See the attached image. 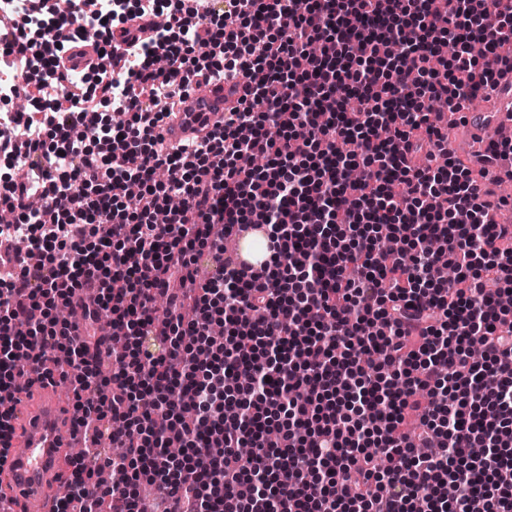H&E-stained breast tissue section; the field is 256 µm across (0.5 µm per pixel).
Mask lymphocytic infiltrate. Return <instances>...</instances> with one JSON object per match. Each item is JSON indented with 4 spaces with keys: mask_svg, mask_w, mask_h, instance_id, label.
Segmentation results:
<instances>
[{
    "mask_svg": "<svg viewBox=\"0 0 512 512\" xmlns=\"http://www.w3.org/2000/svg\"><path fill=\"white\" fill-rule=\"evenodd\" d=\"M0 66L41 67L58 101L0 112V178L25 247L0 263V391L13 358L58 373L79 426L123 458L66 462L58 512H143L129 483L184 512H512V224L494 219L426 103L454 112L512 57V0H72L51 13L0 0ZM153 20L121 63L61 72L57 33ZM480 36L484 57L469 43ZM454 42L452 59L442 45ZM251 52L224 65L226 43ZM243 80L223 126L167 150L168 101L200 67ZM99 101L117 123H87ZM263 155L255 171L243 155ZM268 231L256 269L202 252ZM388 226L410 255L377 248ZM81 322L52 316L87 285ZM108 316L125 347L91 352ZM480 339L481 361L469 345ZM415 437L399 435L407 412ZM277 429L281 442L266 435ZM185 453L165 454L168 443ZM250 448L241 456V448Z\"/></svg>",
    "mask_w": 512,
    "mask_h": 512,
    "instance_id": "f902f5d3",
    "label": "lymphocytic infiltrate"
}]
</instances>
